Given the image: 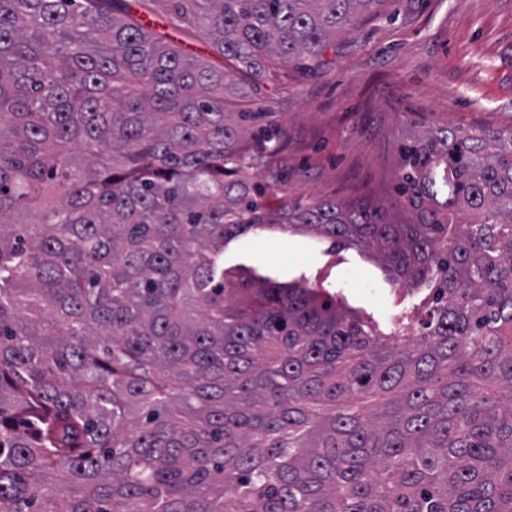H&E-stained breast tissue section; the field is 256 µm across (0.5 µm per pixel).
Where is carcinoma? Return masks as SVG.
<instances>
[{
    "label": "carcinoma",
    "mask_w": 512,
    "mask_h": 512,
    "mask_svg": "<svg viewBox=\"0 0 512 512\" xmlns=\"http://www.w3.org/2000/svg\"><path fill=\"white\" fill-rule=\"evenodd\" d=\"M0 0V512H512V129L427 130L388 206H273L225 98L394 0ZM291 229L432 285L384 333L224 269ZM183 27L184 34L182 37L183 40L187 43V46L194 48L197 52L205 56V58L211 60L212 62L219 64L221 61L220 56L215 54L213 50L205 45L204 40H202L201 35L197 29V27L191 23H181ZM203 51H206L203 53Z\"/></svg>",
    "instance_id": "carcinoma-1"
}]
</instances>
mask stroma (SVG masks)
<instances>
[{
  "label": "stroma",
  "instance_id": "35a3bbf8",
  "mask_svg": "<svg viewBox=\"0 0 512 512\" xmlns=\"http://www.w3.org/2000/svg\"><path fill=\"white\" fill-rule=\"evenodd\" d=\"M228 111L260 113L244 145L278 147L289 200L394 201L402 148L431 128L512 129V0H398L337 34L314 74L266 83ZM224 265L280 284L302 281L367 324L415 327L427 286L390 280L368 253L312 234L252 230L224 246Z\"/></svg>",
  "mask_w": 512,
  "mask_h": 512
}]
</instances>
